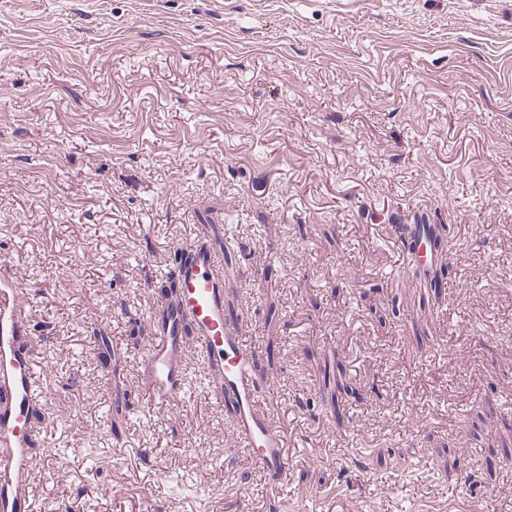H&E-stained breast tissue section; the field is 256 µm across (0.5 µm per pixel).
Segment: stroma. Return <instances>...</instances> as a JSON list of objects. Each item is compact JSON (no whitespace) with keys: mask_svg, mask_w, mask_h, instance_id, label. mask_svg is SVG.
I'll list each match as a JSON object with an SVG mask.
<instances>
[{"mask_svg":"<svg viewBox=\"0 0 512 512\" xmlns=\"http://www.w3.org/2000/svg\"><path fill=\"white\" fill-rule=\"evenodd\" d=\"M382 217L451 225L439 298ZM210 224L281 378L276 491L199 365L116 412ZM1 253L46 395L38 512H512V0H0ZM327 362L356 390L332 415Z\"/></svg>","mask_w":512,"mask_h":512,"instance_id":"1","label":"stroma"}]
</instances>
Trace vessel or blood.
Here are the masks:
<instances>
[{
  "mask_svg": "<svg viewBox=\"0 0 512 512\" xmlns=\"http://www.w3.org/2000/svg\"><path fill=\"white\" fill-rule=\"evenodd\" d=\"M388 239L407 266L429 269L438 254L432 224H389ZM225 248L212 234L180 244L173 255L174 288L147 316L154 333L140 347L148 385L145 407L180 397L190 361L208 372L224 395L232 447L251 455L272 487L287 483L286 432L260 408L263 389L276 377L257 379L256 351L246 340L248 307L228 303L235 288L225 274ZM31 302L16 269L0 258V512H35L33 480L39 460L33 441L45 395L34 369Z\"/></svg>",
  "mask_w": 512,
  "mask_h": 512,
  "instance_id": "1",
  "label": "vessel or blood"
}]
</instances>
